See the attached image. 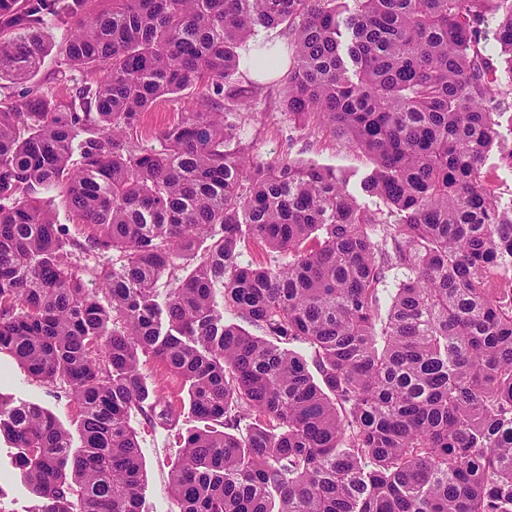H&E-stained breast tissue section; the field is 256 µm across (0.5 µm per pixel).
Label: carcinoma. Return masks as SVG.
I'll return each instance as SVG.
<instances>
[{
	"label": "carcinoma",
	"mask_w": 512,
	"mask_h": 512,
	"mask_svg": "<svg viewBox=\"0 0 512 512\" xmlns=\"http://www.w3.org/2000/svg\"><path fill=\"white\" fill-rule=\"evenodd\" d=\"M51 24L84 75L63 92L34 81ZM278 26L289 114L361 152L383 208L332 168L232 146L224 81ZM3 80L27 87L0 97V352L79 410L76 446L0 396L35 512H145L128 415H171L143 354L203 422L172 470L177 512H512V199L484 172L493 151L512 168V0H0ZM187 90L161 149L132 137ZM56 185L95 228L81 248L123 258L92 288L38 197ZM247 239L288 264L244 261Z\"/></svg>",
	"instance_id": "obj_1"
}]
</instances>
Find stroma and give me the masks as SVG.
<instances>
[{
	"label": "stroma",
	"instance_id": "obj_1",
	"mask_svg": "<svg viewBox=\"0 0 512 512\" xmlns=\"http://www.w3.org/2000/svg\"><path fill=\"white\" fill-rule=\"evenodd\" d=\"M287 74V69L283 68L275 77L258 81L243 68L225 83L224 105L239 113V138L252 146L253 157L260 162L291 159L336 168L346 176L349 190L356 192L362 205L372 210L381 208L380 199L360 191V183L369 171L366 158L348 144L334 140L318 124L312 122L302 128L289 116L283 103ZM191 102V95L186 93L160 99L154 110L142 117L139 139L145 146L157 147L159 131L180 118ZM39 196L54 209L58 223L66 225L69 238L76 246L73 263L91 272L119 262L120 257L115 252L78 251L77 246L84 243L89 227L69 209L61 188L41 190ZM140 369L149 389L161 390L172 412V421L166 425L150 421L137 411L130 412L128 417L130 428L138 436L145 464V509L146 512H172L171 469L181 453L179 435L193 427L195 420L189 411L187 388L180 378L149 356L141 357ZM0 394L17 403L39 404L69 431L77 429L78 411L70 398L61 389L30 377L5 353H0ZM37 503L21 476L17 449L1 439L0 512H34Z\"/></svg>",
	"mask_w": 512,
	"mask_h": 512
}]
</instances>
